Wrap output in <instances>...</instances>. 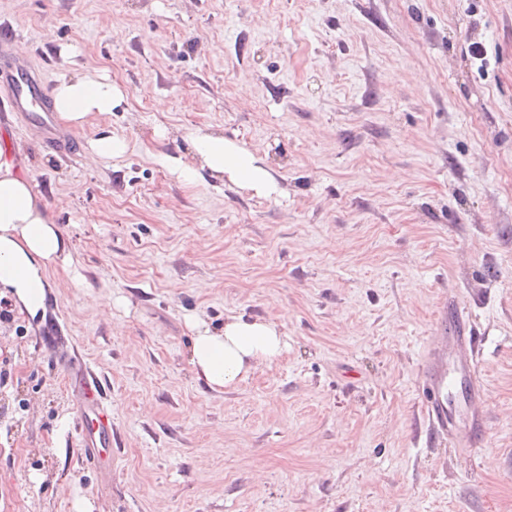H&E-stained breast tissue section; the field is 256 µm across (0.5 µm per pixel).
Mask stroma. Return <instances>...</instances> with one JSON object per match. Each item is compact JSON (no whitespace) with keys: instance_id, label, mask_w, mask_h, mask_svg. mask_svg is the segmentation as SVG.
<instances>
[{"instance_id":"1","label":"stroma","mask_w":512,"mask_h":512,"mask_svg":"<svg viewBox=\"0 0 512 512\" xmlns=\"http://www.w3.org/2000/svg\"><path fill=\"white\" fill-rule=\"evenodd\" d=\"M2 51L122 100L68 157L0 96L70 240L44 312L0 299V512H512V0H0ZM196 130L279 194L180 182L161 159ZM111 134L127 152L95 156ZM451 301L484 387L469 448L420 398ZM238 317L286 346L209 388L192 325ZM91 376L101 467L79 451ZM91 383L86 387V396L83 405L85 413L91 412L95 415L93 421L96 422L95 428L99 433V442L102 444V435L110 428V414L107 407L104 405V397L102 396L99 389L95 386L93 379Z\"/></svg>"}]
</instances>
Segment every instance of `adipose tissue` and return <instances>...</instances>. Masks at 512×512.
Listing matches in <instances>:
<instances>
[{
	"label": "adipose tissue",
	"instance_id": "1",
	"mask_svg": "<svg viewBox=\"0 0 512 512\" xmlns=\"http://www.w3.org/2000/svg\"><path fill=\"white\" fill-rule=\"evenodd\" d=\"M61 119L83 124L93 113L112 111L122 100L109 77L85 75L61 78L51 90ZM190 159L166 156L162 162L178 179L192 184L199 169L227 177L241 188L271 196L278 184L264 158L216 131L185 135ZM70 242L55 224L47 202L23 169L0 144V291L20 309L36 314L45 306L51 284L48 269L67 255ZM283 341L275 326L254 319H232L223 329H198L192 339L190 363L198 380L210 388H227L242 381L258 360L280 355Z\"/></svg>",
	"mask_w": 512,
	"mask_h": 512
}]
</instances>
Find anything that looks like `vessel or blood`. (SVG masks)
I'll list each match as a JSON object with an SVG mask.
<instances>
[{
  "label": "vessel or blood",
  "mask_w": 512,
  "mask_h": 512,
  "mask_svg": "<svg viewBox=\"0 0 512 512\" xmlns=\"http://www.w3.org/2000/svg\"><path fill=\"white\" fill-rule=\"evenodd\" d=\"M0 88L16 104L33 99L38 101L41 112L51 110L38 80L9 55L0 56ZM446 341V354H429L422 365V397L428 424L434 432L463 442L482 432L484 420L469 408L472 401L480 399L482 390L476 375L472 328L460 306H453L448 314ZM83 409L94 414L98 432L109 430L110 414L95 385L87 386Z\"/></svg>",
  "instance_id": "obj_1"
}]
</instances>
